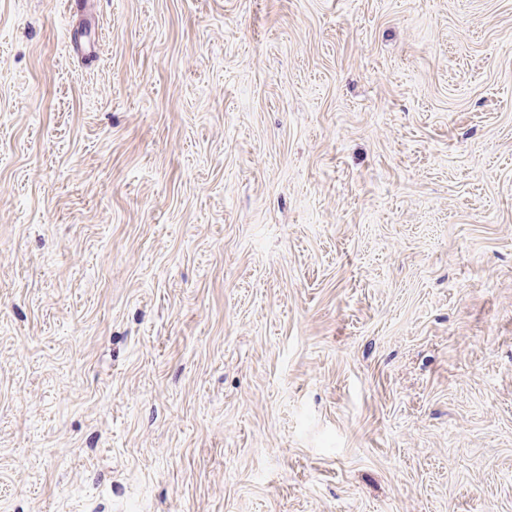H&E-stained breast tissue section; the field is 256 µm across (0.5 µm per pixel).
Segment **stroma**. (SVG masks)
<instances>
[{
	"label": "stroma",
	"instance_id": "stroma-1",
	"mask_svg": "<svg viewBox=\"0 0 512 512\" xmlns=\"http://www.w3.org/2000/svg\"><path fill=\"white\" fill-rule=\"evenodd\" d=\"M0 512H512V0H0Z\"/></svg>",
	"mask_w": 512,
	"mask_h": 512
}]
</instances>
